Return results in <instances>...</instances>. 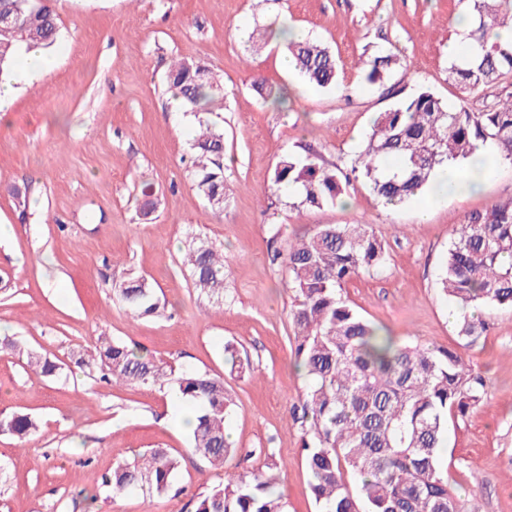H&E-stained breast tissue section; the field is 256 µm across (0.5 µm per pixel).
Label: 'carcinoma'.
<instances>
[{
	"label": "carcinoma",
	"mask_w": 512,
	"mask_h": 512,
	"mask_svg": "<svg viewBox=\"0 0 512 512\" xmlns=\"http://www.w3.org/2000/svg\"><path fill=\"white\" fill-rule=\"evenodd\" d=\"M473 15L466 35L471 52L450 65L462 91L499 82L512 74V46L487 44L488 28L512 22V0H465ZM0 14L16 27L0 33V72L10 68L24 49L53 47L57 17L45 0H0ZM294 69L310 85L336 86L335 56L313 37L288 40ZM411 74V65L391 53L378 52L363 63L366 83L383 87L396 69ZM169 88L198 118L191 165L194 185L205 199L228 197L224 174V134L200 117L221 94L211 70L192 57L174 61ZM261 99L277 107L287 102L283 87L258 81ZM499 151L512 164V94L480 112L452 108L432 91L420 89L378 113L363 151L348 168L329 164L313 153L280 156L270 190L295 186L303 207L320 209L341 202L354 180L366 183L385 207H398L424 192L446 166L465 169L481 147ZM283 259L294 293L290 312L293 353L309 378L301 404L291 411L305 427L303 450L310 488L319 512H464L448 489L442 448L448 419L464 418L484 400V382L457 351L402 345L382 327L360 316L341 296L343 285L363 273H377L387 262L384 240L365 222L322 224L288 243ZM184 265L199 294L224 303V252L204 241L184 249ZM440 280L456 303L458 336L467 344L486 335L484 310L512 312V198L469 214L449 243ZM115 299L136 316H158L163 306L143 277L113 287ZM75 364L84 373L110 384L167 386L178 399L197 406L190 432L192 450L213 466L237 455L259 454L264 470L248 477L232 473L227 484L198 495L194 512H284L279 489L282 465L271 448L233 446L225 420L235 406L224 378L158 361L143 347L96 339L88 356ZM27 365L47 377L63 376V367L35 352ZM31 416L0 413V432L20 444L36 431ZM180 461L163 448L117 463L105 476L112 494L168 490ZM355 485H350L348 477Z\"/></svg>",
	"instance_id": "obj_1"
}]
</instances>
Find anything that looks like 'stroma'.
Listing matches in <instances>:
<instances>
[{"mask_svg":"<svg viewBox=\"0 0 512 512\" xmlns=\"http://www.w3.org/2000/svg\"><path fill=\"white\" fill-rule=\"evenodd\" d=\"M60 26L48 52L51 71L20 87L0 114V333L18 348L0 350V413L33 416L26 443L0 432V512H193V498L223 485L228 472L261 468L258 451L283 461L284 512H317L304 463L303 431L289 410L308 379L295 364L288 271L273 258L289 239L320 224L371 222L385 240L383 272L347 281L348 303L401 342L459 349L486 380L487 396L449 423L448 486L467 512H512V313L496 311L486 336L462 345L456 310L439 274L465 217L512 198V166L497 167L481 192L416 198L382 206L363 182L346 204L296 205L271 192L283 152L309 146L347 167L364 145L376 112L392 105L365 83L359 62L377 49L410 63L413 76H390L401 95L417 87L446 103L478 110L512 93V76L463 93L449 78L448 45L460 0H51ZM293 25L329 46L338 84L322 90L281 64L270 41L257 54L249 36ZM192 56L221 81L209 119L224 130L233 192L213 210L194 187L191 143L198 122L165 83L172 59ZM287 87L279 109L253 84ZM155 209L140 214L142 183ZM223 248V307L208 303L181 263L188 234ZM145 277L165 305L140 318L113 298V283ZM138 344L158 359L219 375L236 405L226 428L256 456L213 468L190 448L168 390L113 387L86 377L74 361L100 335ZM233 343L251 370L224 363ZM68 367V378L30 371L27 352ZM152 448L178 457L162 495L113 496L104 484L117 463Z\"/></svg>","mask_w":512,"mask_h":512,"instance_id":"35a3bbf8","label":"stroma"}]
</instances>
